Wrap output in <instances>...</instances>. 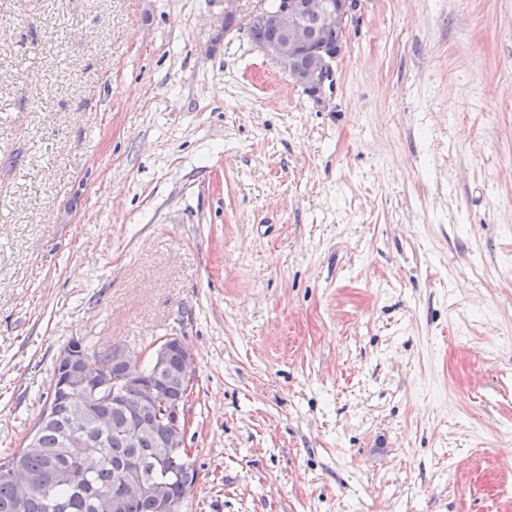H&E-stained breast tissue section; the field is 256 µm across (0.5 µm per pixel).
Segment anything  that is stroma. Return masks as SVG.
<instances>
[{
	"label": "stroma",
	"instance_id": "stroma-1",
	"mask_svg": "<svg viewBox=\"0 0 512 512\" xmlns=\"http://www.w3.org/2000/svg\"><path fill=\"white\" fill-rule=\"evenodd\" d=\"M223 12L0 0V455L177 336L181 512H512V0H362L323 105Z\"/></svg>",
	"mask_w": 512,
	"mask_h": 512
}]
</instances>
